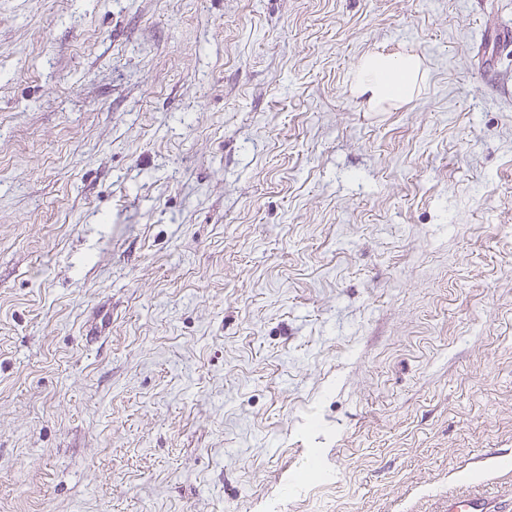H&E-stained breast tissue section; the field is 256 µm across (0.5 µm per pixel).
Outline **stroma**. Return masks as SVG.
I'll list each match as a JSON object with an SVG mask.
<instances>
[{"instance_id":"obj_1","label":"stroma","mask_w":512,"mask_h":512,"mask_svg":"<svg viewBox=\"0 0 512 512\" xmlns=\"http://www.w3.org/2000/svg\"><path fill=\"white\" fill-rule=\"evenodd\" d=\"M497 27L0 0V512H512ZM373 52L419 58L411 99L352 94Z\"/></svg>"}]
</instances>
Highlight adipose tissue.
Wrapping results in <instances>:
<instances>
[{
  "mask_svg": "<svg viewBox=\"0 0 512 512\" xmlns=\"http://www.w3.org/2000/svg\"><path fill=\"white\" fill-rule=\"evenodd\" d=\"M423 78L418 58L377 52L359 60L350 84L355 96L367 103L379 104L408 100Z\"/></svg>",
  "mask_w": 512,
  "mask_h": 512,
  "instance_id": "adipose-tissue-1",
  "label": "adipose tissue"
}]
</instances>
